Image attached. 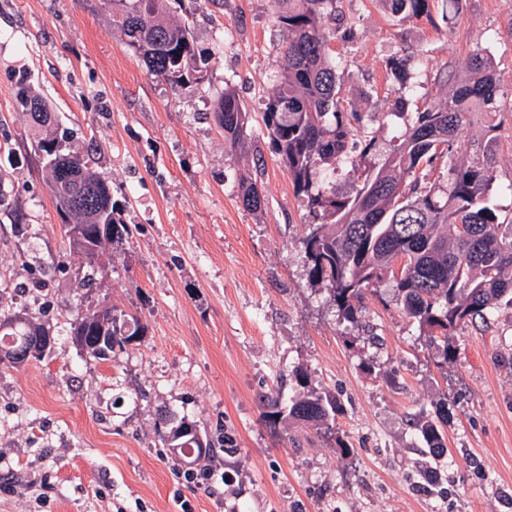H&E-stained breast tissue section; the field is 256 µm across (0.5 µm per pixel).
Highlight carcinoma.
<instances>
[{
  "label": "carcinoma",
  "instance_id": "cac0c4a2",
  "mask_svg": "<svg viewBox=\"0 0 512 512\" xmlns=\"http://www.w3.org/2000/svg\"><path fill=\"white\" fill-rule=\"evenodd\" d=\"M279 21L288 30L281 56V81L261 118L274 152L280 156L296 193L317 224L303 239L308 276L329 286L331 300L348 318L371 287L393 283L408 318L439 343L444 360L454 358L448 345L453 330L486 320L502 307L512 309V220L500 215L489 199L491 161L497 137L486 133L482 151L455 158L458 134L473 112H492L498 91L491 58L480 47L469 57L470 77L452 86L444 99L419 114L416 125L391 147L377 172L368 175L353 197H338L321 184L322 170L346 154L362 113L339 97L336 66L327 58L325 9L333 0H282ZM394 15L429 13V0H385ZM116 25L140 52L148 72L187 88L204 79L208 59L195 52L186 27L168 19L166 0H112ZM16 100L39 132L38 149L46 160L47 185L57 197L77 187L89 191L80 208L61 211L69 254L64 259L94 266L108 247L129 241L136 225L122 218L108 186L78 155L61 153L46 103L16 80ZM214 119L224 131V145L242 152L252 145L248 113L233 89L214 104ZM446 168L442 172L439 167ZM439 172L445 186L429 184ZM239 199L244 209L261 208L258 180L243 175ZM138 316L105 307L93 312L90 325L76 315L70 322L73 342L89 357L109 359L115 348L140 338ZM50 338L41 325L21 315H0V364L20 366L40 357ZM336 400L305 393L292 401L288 416L333 435ZM439 420L414 423L424 447L436 458L447 451ZM171 426L169 448L180 459L199 460L218 446L238 451L233 436L201 437L194 422Z\"/></svg>",
  "mask_w": 512,
  "mask_h": 512
}]
</instances>
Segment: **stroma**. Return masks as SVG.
I'll return each mask as SVG.
<instances>
[{
  "label": "stroma",
  "instance_id": "35a3bbf8",
  "mask_svg": "<svg viewBox=\"0 0 512 512\" xmlns=\"http://www.w3.org/2000/svg\"><path fill=\"white\" fill-rule=\"evenodd\" d=\"M210 57L197 87L148 73L114 25L110 0H0V312L24 313L55 341L43 359L0 365V512H512V309L455 330L443 361L402 310L391 283L366 292L356 320L307 276L302 240L314 218L273 153L261 120L288 39L279 0H170ZM328 59L341 95L363 112L368 157L328 187L355 195L419 112L468 78L486 48L497 109L475 113L461 149L494 129L491 197L512 214V0H461L392 15L383 0H333ZM409 59V79L388 63ZM52 107L136 225L99 261L92 286L64 262L63 218L46 185L37 136L15 77ZM251 116L257 153H235L213 120L225 88ZM262 159L260 210L240 177ZM112 306L140 317L143 336L109 359L71 340L70 320ZM342 405L334 439L282 419L301 392L292 373ZM448 405V453L422 448L410 418ZM226 432L236 456L175 459L164 414ZM212 473L199 479L200 470Z\"/></svg>",
  "mask_w": 512,
  "mask_h": 512
}]
</instances>
